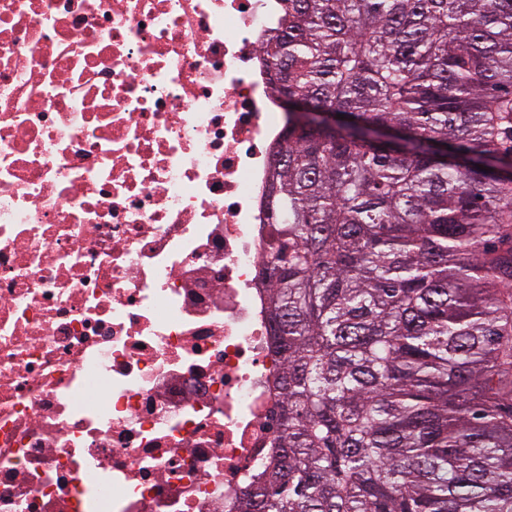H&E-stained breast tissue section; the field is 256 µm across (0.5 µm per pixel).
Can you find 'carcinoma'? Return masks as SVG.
Instances as JSON below:
<instances>
[{"label": "carcinoma", "mask_w": 512, "mask_h": 512, "mask_svg": "<svg viewBox=\"0 0 512 512\" xmlns=\"http://www.w3.org/2000/svg\"><path fill=\"white\" fill-rule=\"evenodd\" d=\"M276 448L238 512H512V0H282Z\"/></svg>", "instance_id": "cac0c4a2"}]
</instances>
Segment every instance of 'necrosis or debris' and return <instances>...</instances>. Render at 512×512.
I'll return each mask as SVG.
<instances>
[{"instance_id":"necrosis-or-debris-1","label":"necrosis or debris","mask_w":512,"mask_h":512,"mask_svg":"<svg viewBox=\"0 0 512 512\" xmlns=\"http://www.w3.org/2000/svg\"><path fill=\"white\" fill-rule=\"evenodd\" d=\"M282 0H0V512H237L274 452Z\"/></svg>"}]
</instances>
